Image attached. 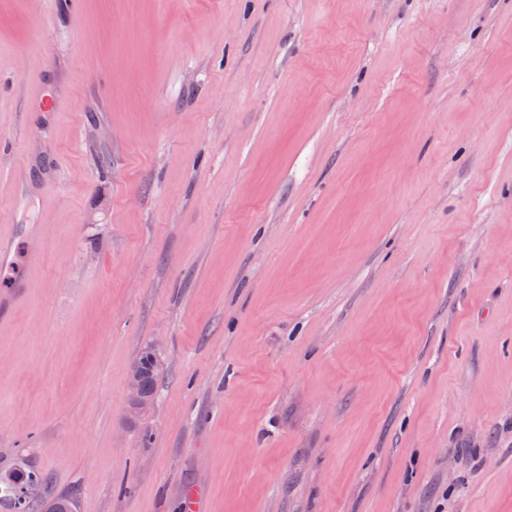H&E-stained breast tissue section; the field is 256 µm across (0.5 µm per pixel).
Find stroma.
<instances>
[{"label": "stroma", "instance_id": "1", "mask_svg": "<svg viewBox=\"0 0 512 512\" xmlns=\"http://www.w3.org/2000/svg\"><path fill=\"white\" fill-rule=\"evenodd\" d=\"M0 229L76 512H512V0H0ZM147 348V347H146ZM144 348L139 356L134 361L132 367H138L141 369L145 376L143 381V388L145 394L150 398L154 399L156 388H157V381L159 378L160 370H156L154 366L157 368H161L163 365L160 353L155 345L151 346L150 352L152 356L153 363L150 359L148 348ZM130 406L128 415L132 419L142 420L152 409L153 402L142 395V374L133 370L129 373Z\"/></svg>", "mask_w": 512, "mask_h": 512}]
</instances>
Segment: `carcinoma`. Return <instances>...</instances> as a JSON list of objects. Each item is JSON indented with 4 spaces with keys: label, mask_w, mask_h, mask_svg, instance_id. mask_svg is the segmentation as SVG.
<instances>
[{
    "label": "carcinoma",
    "mask_w": 512,
    "mask_h": 512,
    "mask_svg": "<svg viewBox=\"0 0 512 512\" xmlns=\"http://www.w3.org/2000/svg\"><path fill=\"white\" fill-rule=\"evenodd\" d=\"M133 366L144 372L143 388L154 398L160 371L153 367L148 350L141 351ZM45 477L29 458H22L0 474V509L3 512H43L41 489Z\"/></svg>",
    "instance_id": "obj_1"
}]
</instances>
